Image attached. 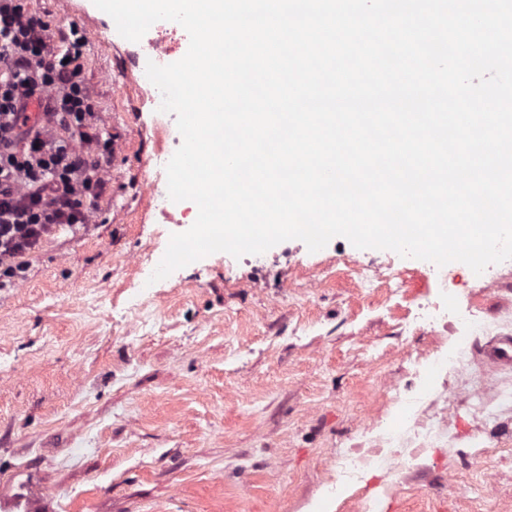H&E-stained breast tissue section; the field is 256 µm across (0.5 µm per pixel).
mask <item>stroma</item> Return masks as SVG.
Instances as JSON below:
<instances>
[{
  "instance_id": "35a3bbf8",
  "label": "stroma",
  "mask_w": 512,
  "mask_h": 512,
  "mask_svg": "<svg viewBox=\"0 0 512 512\" xmlns=\"http://www.w3.org/2000/svg\"><path fill=\"white\" fill-rule=\"evenodd\" d=\"M28 6L63 29L114 25L93 0ZM142 66L138 43L89 42L84 78L118 144L107 191L91 224L60 228L0 289V493L36 481L47 512H512V409L474 410L512 390V367L476 354L481 332L469 370L424 396L450 446L333 489L337 452L396 421L393 389L416 393L432 352L454 346L453 329L407 323L419 299L453 288L457 311L506 317L512 263L477 275L337 236L314 253L298 239L214 253L147 287L183 227L145 194L178 129L137 85ZM395 258L399 292L354 287L355 267Z\"/></svg>"
}]
</instances>
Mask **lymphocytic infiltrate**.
I'll return each mask as SVG.
<instances>
[{
	"label": "lymphocytic infiltrate",
	"instance_id": "lymphocytic-infiltrate-1",
	"mask_svg": "<svg viewBox=\"0 0 512 512\" xmlns=\"http://www.w3.org/2000/svg\"><path fill=\"white\" fill-rule=\"evenodd\" d=\"M87 36L57 30L26 0H0V288L60 225L80 230L107 190L113 141L95 124Z\"/></svg>",
	"mask_w": 512,
	"mask_h": 512
}]
</instances>
